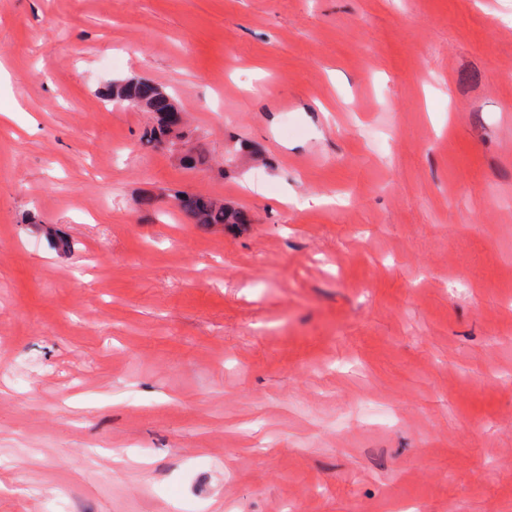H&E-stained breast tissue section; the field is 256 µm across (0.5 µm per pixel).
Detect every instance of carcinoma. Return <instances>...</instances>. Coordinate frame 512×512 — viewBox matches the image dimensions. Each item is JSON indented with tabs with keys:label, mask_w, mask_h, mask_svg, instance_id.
<instances>
[{
	"label": "carcinoma",
	"mask_w": 512,
	"mask_h": 512,
	"mask_svg": "<svg viewBox=\"0 0 512 512\" xmlns=\"http://www.w3.org/2000/svg\"><path fill=\"white\" fill-rule=\"evenodd\" d=\"M101 97L114 106L136 107L155 113V124L146 128L140 136L142 145L157 149L172 145L174 140L182 138V130L175 126L174 110L178 108L177 103L149 81L140 79L114 83L103 88ZM174 200L180 211L196 224L224 226L246 223L243 212L203 194L178 190L174 192Z\"/></svg>",
	"instance_id": "obj_1"
}]
</instances>
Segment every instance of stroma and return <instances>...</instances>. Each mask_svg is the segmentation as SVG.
<instances>
[{"label":"stroma","mask_w":512,"mask_h":512,"mask_svg":"<svg viewBox=\"0 0 512 512\" xmlns=\"http://www.w3.org/2000/svg\"><path fill=\"white\" fill-rule=\"evenodd\" d=\"M228 504L512 512V0H0V512ZM101 97L113 106H130L155 113V124L146 128L140 136L144 146L157 149L168 144L174 145V139L183 136L179 126H175L176 112H172L179 109L177 103L145 79L112 83V86L103 88ZM173 197L180 211L195 224L224 226L246 223L247 219L243 212L231 209L209 196L178 190L174 192Z\"/></svg>","instance_id":"stroma-1"}]
</instances>
